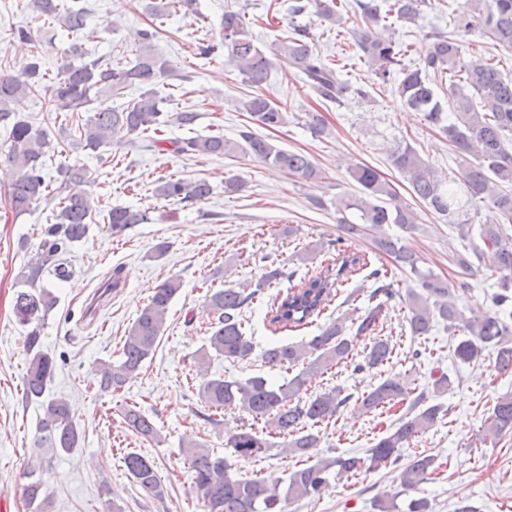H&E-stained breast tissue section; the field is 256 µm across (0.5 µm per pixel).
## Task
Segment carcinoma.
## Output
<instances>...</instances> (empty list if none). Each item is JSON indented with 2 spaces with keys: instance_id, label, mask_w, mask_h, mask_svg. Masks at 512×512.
<instances>
[{
  "instance_id": "carcinoma-1",
  "label": "carcinoma",
  "mask_w": 512,
  "mask_h": 512,
  "mask_svg": "<svg viewBox=\"0 0 512 512\" xmlns=\"http://www.w3.org/2000/svg\"><path fill=\"white\" fill-rule=\"evenodd\" d=\"M193 2L151 0L145 10L152 18L163 19L176 6L192 10ZM338 2L315 0L321 21L332 25L341 21ZM425 4L426 0H394L391 13L398 21L412 22L420 16ZM355 8L361 24L352 30L353 41L374 77L383 84L399 80L402 103L421 113L423 120L437 128L459 156L474 158L463 168L458 187L444 189L413 147H399L391 155L392 165L406 175L414 196L437 214L464 213L473 204L490 198V214L480 222L478 238L469 239L464 251L456 254L454 263L466 273L472 270L473 261H486L489 269L499 274L497 291L491 295L495 311L464 327L453 357L463 364L476 363L491 349L496 353L495 367L511 370L512 246L503 241V226L512 224V79L503 75L499 64L491 59L478 55L464 59L459 34L478 29L495 43L512 49V0H466L460 13L453 17V31L434 34L430 52L415 69L401 66V49L387 35L389 25L381 14L378 0H356ZM32 9L37 18H51L72 33L85 28L91 15V9L81 0H32ZM160 33L161 28L154 24L134 33L135 59L129 67H113L99 58L88 60L76 44L63 50L52 103L58 111L91 112L81 124L80 137L70 143L71 150L99 156L103 147L133 142L173 121L183 126L194 123V112L170 114L161 109L164 98L155 86L158 77L167 73V65L152 45ZM312 40L310 28L294 25L283 41L266 50L255 42L242 11L224 10L221 41L224 56L236 67L244 84L261 85L277 62L301 73L304 85L327 101L340 105L351 97H366V92L340 79L324 63L313 49ZM443 74L448 75V106L455 114V120L450 122L443 117V106L432 87L435 78ZM45 76L37 56L18 75L0 74V124L9 128L6 160L17 170L15 179L8 185L7 200L17 215L26 213L47 197L49 183L43 174V157L50 139L46 130L8 111L6 105L36 91L44 84ZM131 86L140 90L132 103L118 108L95 105ZM466 86L474 90L478 101L463 92ZM240 106L241 111L249 114V124L239 131V140L231 142L221 135L197 136L170 142L172 151L219 156L240 152L308 183L322 179L321 171L307 155L279 148L255 131L257 127L276 131L286 125L287 111L282 105L263 94L253 93L240 101ZM349 174L358 184L359 194L336 198V212L354 209L359 212L360 223L340 220V240L371 235L376 252L392 257L400 267L410 269L418 277L422 292L410 294L407 302V322L412 335H428L439 320L447 323L448 329H456L460 314L451 301L448 282L429 270H421L420 255L385 231L387 224H397L409 231L414 229V212L401 204L391 184L374 168L355 165L349 168ZM59 175L60 185L71 192L61 201L55 222L42 230L36 253L21 269L17 280L20 290L13 304L16 321L27 328L23 336L27 355L23 379L25 398L40 403L44 409L38 447L54 454L69 453L79 447L81 432L69 403L47 394L56 361L44 349L41 332L57 303L48 281L67 282L73 276L65 255L87 238L93 205L84 187L94 182L91 171L83 165L62 167ZM156 193L178 203L194 204L205 200L211 187L202 179L169 178L161 180ZM147 222L145 214L127 207L109 209L105 219L115 236L134 224ZM367 265L366 258L355 252L338 251L318 272L288 289L286 294L277 295L266 312V321L276 331L313 323V318L337 296V288ZM180 288V280L171 279L155 289L126 336L120 360L99 363L101 391L119 392L137 378L145 361L154 355L166 313ZM257 294L258 290L250 291L242 286L218 290L207 298L213 322L208 345L195 357L200 376L198 396L203 407L199 416L213 422L222 412L239 406L254 420L264 421V430L230 435L225 440V446L232 449L229 457L216 455L202 444L188 446L186 457L190 461L192 483L200 494L204 512H285L287 504L293 501L320 496L329 487L333 475L347 476L366 463L371 468L397 463L400 449L438 421L444 409L437 398L451 384L448 374L443 372L434 378L432 390L417 393L398 375L383 377L356 400L358 409L373 413L404 404L407 409L398 419L394 432L375 439L367 457L342 454L295 470L285 479L246 478L237 472V461L241 458H256L272 448L302 456L307 449L319 447L320 437L315 428L335 417L350 399L339 388L306 399L301 397L318 375L351 356L352 342L346 335L349 327L345 317L324 324L320 333L308 341L274 343L264 350L262 360L268 367L298 369L281 384L263 376L240 380L208 375V364L214 354L230 363L251 358L255 345L244 331L242 313ZM384 306L385 302L380 301L358 317L355 335H373ZM392 352L388 341L374 338L354 370L378 369L389 362ZM123 420L147 441L157 435L152 417L134 405L124 408ZM485 426L496 438L512 435V393L497 398ZM41 462L42 458L37 456L29 464V481L22 489L32 512H48L50 506L49 495L34 478ZM123 462L143 490L155 496L162 494L161 479L152 460L129 452ZM433 465L434 458L430 456L414 457L400 473L401 486L416 487L427 479Z\"/></svg>"
}]
</instances>
